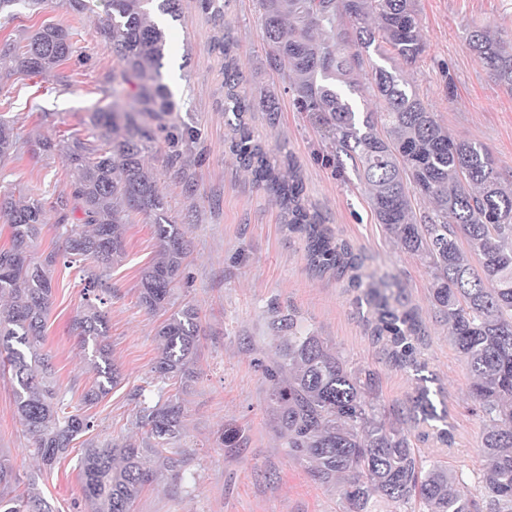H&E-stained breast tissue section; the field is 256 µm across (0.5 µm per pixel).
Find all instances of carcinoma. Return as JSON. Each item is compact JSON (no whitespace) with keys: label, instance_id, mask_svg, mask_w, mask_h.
Listing matches in <instances>:
<instances>
[{"label":"carcinoma","instance_id":"cac0c4a2","mask_svg":"<svg viewBox=\"0 0 512 512\" xmlns=\"http://www.w3.org/2000/svg\"><path fill=\"white\" fill-rule=\"evenodd\" d=\"M77 15L94 14L105 47L121 67L112 77V104L95 112L104 129L101 143L40 136L45 156L62 154L67 189L50 201L8 189L0 193V216L10 244L0 248V369L14 380L20 424L37 455L50 469L70 444L90 430L91 421L69 410L60 396L44 351L45 322L53 299L52 274L60 253L37 256L32 248L46 226L47 209L58 216L55 230L65 253L93 263L84 288L85 304L73 322L96 381L81 399L92 406L120 381L105 343L106 300L97 294L112 267L126 257L127 217L151 218L157 258L140 273L139 302L167 317L157 329L160 345L153 381L187 388L197 378L199 311L189 303L172 309L171 285L188 257L181 225L172 220L166 194L144 153L158 134L172 137L162 119L175 110L162 81L166 35L151 19L158 12L179 17L181 0H65ZM21 4L36 12L47 0H0L9 22ZM263 37L272 49L270 66L288 80L294 105L310 113L331 144L337 171L352 161L378 223L428 267L430 304L448 323L449 337L471 375L470 397L484 432L482 489L478 499L454 488L456 478L442 466L424 465L418 440L452 444V425L442 388L428 373L426 328L389 278L364 281L367 256L334 236L327 217L305 193L299 166L283 163L249 128L252 112L275 116L267 98L257 99L243 80L236 40L218 0H203L218 28L212 50L223 59L224 115L232 131L229 150L238 166L279 205L283 223L305 243L310 270L347 279L352 305L387 366L411 373L415 387L404 417L392 418L371 390L370 376L349 369L343 357L311 331L297 328L296 315L278 313L272 326L284 333L272 364L264 367L269 402L289 452L309 460L313 479L340 486L346 512H372L382 501L390 512H512V187L480 143L459 140L409 89L402 71L372 62L369 49L388 47L387 59L410 67L426 45L412 0H257ZM77 32L45 23L0 42V82L16 75L46 76L72 53ZM469 45L497 81L512 87V45L487 26L469 31ZM371 68L372 80L359 75ZM363 98L356 108L353 96ZM23 141L14 123L0 118V163L18 155ZM432 209L417 213L416 200ZM75 211L81 217L69 223ZM136 425L141 444L86 441L78 467L88 512H130L159 469L177 467L175 445L185 435L179 396L140 401ZM19 478L10 456L0 454V512H54L31 483L16 493Z\"/></svg>","mask_w":512,"mask_h":512}]
</instances>
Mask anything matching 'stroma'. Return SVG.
<instances>
[{
	"label": "stroma",
	"instance_id": "35a3bbf8",
	"mask_svg": "<svg viewBox=\"0 0 512 512\" xmlns=\"http://www.w3.org/2000/svg\"><path fill=\"white\" fill-rule=\"evenodd\" d=\"M426 51L404 77L439 122L458 139L485 145L503 180H512V88L492 79L468 44L472 25H487L512 38V0H414ZM224 15L238 42L240 69L254 93L273 91L276 121L254 112L250 129L268 148L292 154L306 193L327 217L335 236L363 249L369 271L395 277L409 305L427 325L428 369L444 388L454 442L448 448H422L424 459L455 475L462 494H480L482 461L478 445L484 430L468 398L470 376L448 337V326L429 302V277L420 256L401 249L378 224L352 166L336 170L329 144L308 113L298 111L286 82L270 70L256 0H226ZM78 30L60 67L68 83L54 76H21L0 87V117L13 121L22 139L43 134L57 140L88 139L90 118L107 104L106 91L118 63L99 39L92 18L51 0L42 12L20 10L0 25V39L18 37L46 22ZM168 51L162 77L173 91L172 121L185 137L157 141L146 156L168 195L172 215L190 243L191 256L177 279L173 300L199 310V378L181 398L186 435L179 443L182 465L163 472L147 486L133 512H345L336 487L316 483L305 458L289 453L276 431L262 367L271 363L278 342L270 323L276 312L295 311L300 325L321 336L350 368L374 375L383 404L395 410L412 394L414 383L388 368L371 345L350 304L347 283L312 272L304 241L288 233L272 198L241 172L229 151L232 133L225 123L221 61L211 50L212 24L201 0H181L180 16L167 20ZM180 154L193 177L185 188L167 165ZM69 181L62 157H37L29 149L0 164V186L19 188L36 199L62 191ZM156 255L148 217L134 214L127 226V257L112 270L104 307L112 360L119 385L98 404L85 408L93 426L89 438L138 440L135 390L153 376L158 355L155 334L160 315L140 307L141 269ZM88 265L57 264L53 303L46 322V351L54 380L71 405L92 385L95 374L71 326L83 304ZM236 432L232 445L224 435ZM0 451L11 456L21 483L36 481L56 512H85L77 468L81 446L42 471L32 441L15 412L12 381L0 373Z\"/></svg>",
	"mask_w": 512,
	"mask_h": 512
}]
</instances>
